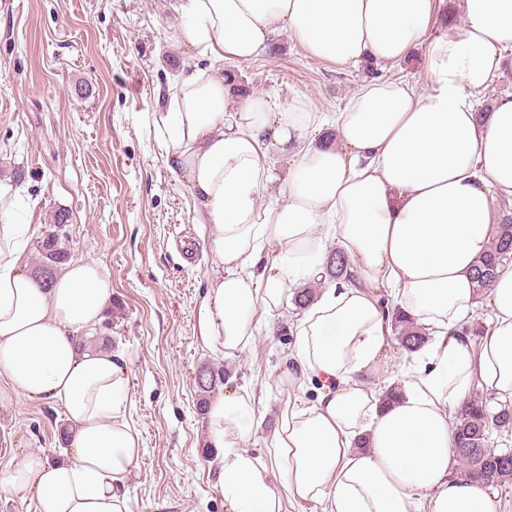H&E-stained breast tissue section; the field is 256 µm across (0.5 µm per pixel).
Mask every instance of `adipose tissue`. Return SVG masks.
I'll return each mask as SVG.
<instances>
[{"mask_svg":"<svg viewBox=\"0 0 512 512\" xmlns=\"http://www.w3.org/2000/svg\"><path fill=\"white\" fill-rule=\"evenodd\" d=\"M438 0H185L178 39L213 61H244L284 32L307 54L338 65L406 60L424 47L432 87L363 84L336 119L335 146L308 135L319 113L299 98L232 96L223 73L198 69L170 90L159 119L166 158L190 188L208 252L224 267L202 302L199 335L225 355L248 349L260 318L278 313L291 285L320 278L325 240L350 259L346 280L324 288L295 325L280 382L313 402L284 408L276 452L254 456L255 396L226 389L208 406L211 445L223 449L227 512H495L479 484L452 476L453 417L483 386L512 407V269L487 299L489 329L464 325L478 299L473 269L496 217L492 194L512 197V99L479 119L476 97L512 49V0H463L458 32L425 41ZM294 151L283 202L261 206L271 150ZM17 191L0 181V376L30 399L63 405L67 457L33 454L0 472V490L34 512H129L121 488L142 441L128 418L129 365L77 335L112 300L101 264H67L43 287L24 256L28 227L8 221ZM279 258L264 261L266 247ZM428 332L385 391L369 387L390 334L380 304ZM285 469L276 490L270 475Z\"/></svg>","mask_w":512,"mask_h":512,"instance_id":"obj_1","label":"adipose tissue"}]
</instances>
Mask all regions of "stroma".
I'll return each mask as SVG.
<instances>
[{"label": "stroma", "mask_w": 512, "mask_h": 512, "mask_svg": "<svg viewBox=\"0 0 512 512\" xmlns=\"http://www.w3.org/2000/svg\"><path fill=\"white\" fill-rule=\"evenodd\" d=\"M183 0H0V179L18 190L12 223L28 225L26 255L56 213L71 259L100 262L117 313L95 328L129 363L128 414L143 452L123 490L130 512H225L218 488L222 452L211 449L194 384L204 366L224 368L230 387L252 390L258 432L248 447L272 449L288 389L277 370L294 349L281 328L300 316L284 298L234 356L199 336L200 307L224 272L205 248L194 199L165 162L156 120L167 90L209 58L178 40ZM251 94L299 97L329 118L369 79L293 42L248 61H228ZM60 404L32 400L0 377V472L40 452L64 457Z\"/></svg>", "instance_id": "stroma-1"}]
</instances>
